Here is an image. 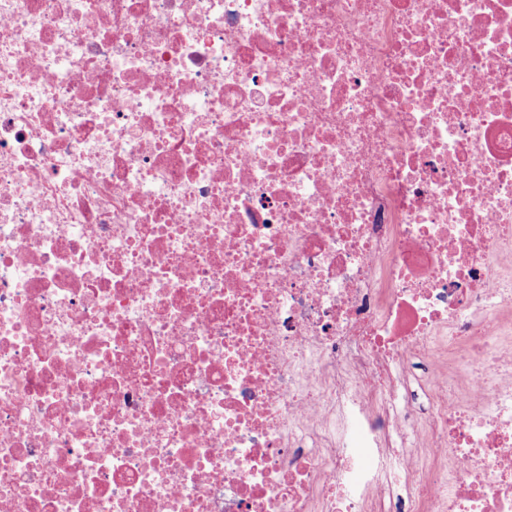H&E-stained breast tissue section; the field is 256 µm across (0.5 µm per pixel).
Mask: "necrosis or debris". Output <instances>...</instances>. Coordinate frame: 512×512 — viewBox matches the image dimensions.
I'll use <instances>...</instances> for the list:
<instances>
[{
  "mask_svg": "<svg viewBox=\"0 0 512 512\" xmlns=\"http://www.w3.org/2000/svg\"><path fill=\"white\" fill-rule=\"evenodd\" d=\"M0 512H512V0H0Z\"/></svg>",
  "mask_w": 512,
  "mask_h": 512,
  "instance_id": "obj_1",
  "label": "necrosis or debris"
}]
</instances>
